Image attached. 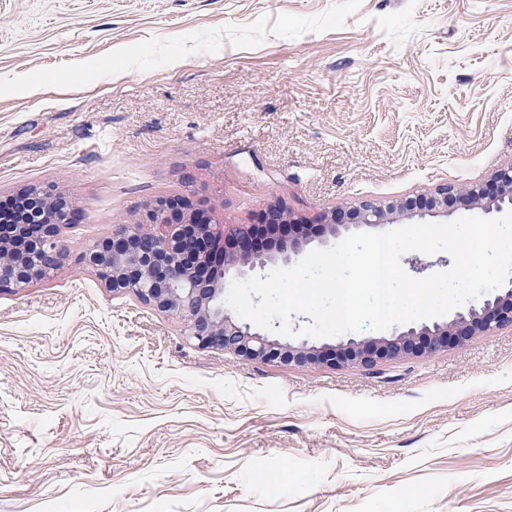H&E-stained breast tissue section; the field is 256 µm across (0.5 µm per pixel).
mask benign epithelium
I'll list each match as a JSON object with an SVG mask.
<instances>
[{
	"label": "benign epithelium",
	"mask_w": 512,
	"mask_h": 512,
	"mask_svg": "<svg viewBox=\"0 0 512 512\" xmlns=\"http://www.w3.org/2000/svg\"><path fill=\"white\" fill-rule=\"evenodd\" d=\"M459 207L512 210V164L496 170L484 184L444 186L396 202L363 201L346 211H331L326 221L336 232L386 224L397 211L413 219L446 216ZM287 218L284 207L271 205L261 214L260 225L281 231L277 250L292 262L309 240L288 237L292 224ZM75 222L76 209L66 197L34 186L23 190L19 206L7 215L0 212V288H23L57 269L65 258L60 229ZM258 226L240 224L220 233L208 212L190 199L166 198L137 223L125 224L96 243L82 261L112 292L133 293L156 310L182 318L197 347L220 348L253 360L298 366L354 361L373 370L383 358L429 354L512 327L511 281L450 321L410 327L390 339H350L338 350L282 344L233 319L224 305L226 279L243 274L246 266H263L274 259L272 244L259 235Z\"/></svg>",
	"instance_id": "1"
}]
</instances>
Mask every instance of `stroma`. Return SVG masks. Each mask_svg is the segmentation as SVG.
Instances as JSON below:
<instances>
[{"label":"stroma","mask_w":512,"mask_h":512,"mask_svg":"<svg viewBox=\"0 0 512 512\" xmlns=\"http://www.w3.org/2000/svg\"><path fill=\"white\" fill-rule=\"evenodd\" d=\"M512 163V0H0V200L68 197L0 291V512H512V329L285 365L82 256L164 197L258 223Z\"/></svg>","instance_id":"stroma-1"}]
</instances>
